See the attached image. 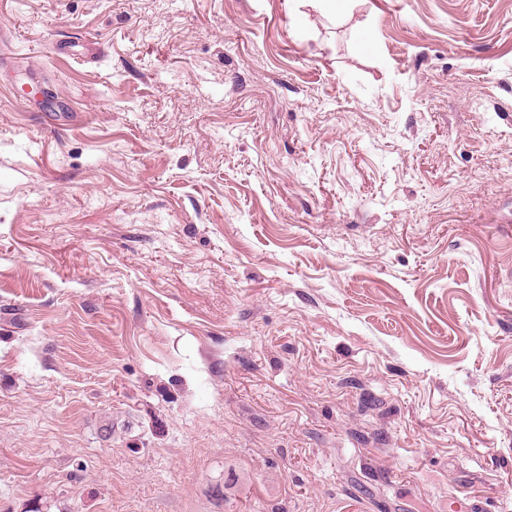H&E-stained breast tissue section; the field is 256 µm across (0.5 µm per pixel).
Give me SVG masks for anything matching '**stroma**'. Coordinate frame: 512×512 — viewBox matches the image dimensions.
Returning <instances> with one entry per match:
<instances>
[{
  "instance_id": "obj_1",
  "label": "stroma",
  "mask_w": 512,
  "mask_h": 512,
  "mask_svg": "<svg viewBox=\"0 0 512 512\" xmlns=\"http://www.w3.org/2000/svg\"><path fill=\"white\" fill-rule=\"evenodd\" d=\"M0 512H512V0H0Z\"/></svg>"
}]
</instances>
